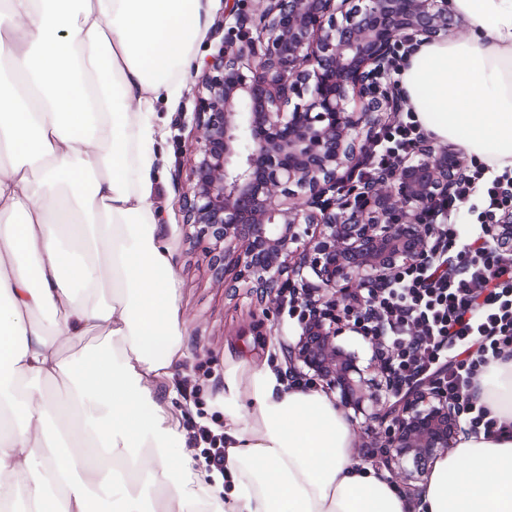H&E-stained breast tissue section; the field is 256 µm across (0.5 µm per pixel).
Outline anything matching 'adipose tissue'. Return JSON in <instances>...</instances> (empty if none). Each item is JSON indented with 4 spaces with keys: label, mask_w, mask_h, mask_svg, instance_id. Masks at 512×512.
Instances as JSON below:
<instances>
[{
    "label": "adipose tissue",
    "mask_w": 512,
    "mask_h": 512,
    "mask_svg": "<svg viewBox=\"0 0 512 512\" xmlns=\"http://www.w3.org/2000/svg\"><path fill=\"white\" fill-rule=\"evenodd\" d=\"M450 4L471 37L420 43L402 93L433 137L512 168V0ZM203 10L0 0V68L26 82L0 80V512L21 495L29 512H405L353 460L344 413L267 368L224 373L226 499L185 450L161 389L185 352L150 107L176 92ZM88 335L100 346L77 350ZM475 394L509 429L437 460L423 512H512V359Z\"/></svg>",
    "instance_id": "adipose-tissue-1"
}]
</instances>
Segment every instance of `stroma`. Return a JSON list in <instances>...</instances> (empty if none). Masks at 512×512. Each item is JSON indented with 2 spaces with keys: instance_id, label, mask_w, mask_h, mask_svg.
<instances>
[{
  "instance_id": "35a3bbf8",
  "label": "stroma",
  "mask_w": 512,
  "mask_h": 512,
  "mask_svg": "<svg viewBox=\"0 0 512 512\" xmlns=\"http://www.w3.org/2000/svg\"><path fill=\"white\" fill-rule=\"evenodd\" d=\"M225 6V0H208L203 34L193 48L194 61L178 93L153 105L157 175L152 202L160 213L162 235L171 246L186 353L175 367L170 384L180 395L176 416L186 433L187 449L198 457L204 449L200 428L224 426L219 399L224 394L225 370L244 359L252 366L287 374L282 345L294 340L299 332L298 320L289 317L286 309L262 312L248 288L225 287L202 246L195 243L194 227L184 223L183 197L190 186L196 91L206 58L216 54L228 33L236 29V17L227 14Z\"/></svg>"
}]
</instances>
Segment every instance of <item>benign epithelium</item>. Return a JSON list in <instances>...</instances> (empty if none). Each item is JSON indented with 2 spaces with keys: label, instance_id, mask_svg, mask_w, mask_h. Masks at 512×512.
<instances>
[{
  "label": "benign epithelium",
  "instance_id": "benign-epithelium-1",
  "mask_svg": "<svg viewBox=\"0 0 512 512\" xmlns=\"http://www.w3.org/2000/svg\"><path fill=\"white\" fill-rule=\"evenodd\" d=\"M263 37H228L206 61L194 112L186 223L225 278L228 266L258 305L286 294L304 308L285 347L291 372L338 394L340 406L382 426L385 462L429 461L463 431L456 403L433 388L404 391L379 336L373 364L336 343L364 333L373 298L402 266L432 254V198L466 171L457 151L420 145L422 159L374 180L353 179L367 143L400 109L385 83L397 37L463 30L448 0H260ZM342 14L344 22L336 20ZM485 235L512 246V210Z\"/></svg>",
  "mask_w": 512,
  "mask_h": 512
}]
</instances>
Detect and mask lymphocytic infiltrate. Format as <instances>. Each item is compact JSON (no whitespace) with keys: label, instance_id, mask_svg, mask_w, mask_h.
Returning <instances> with one entry per match:
<instances>
[{"label":"lymphocytic infiltrate","instance_id":"1","mask_svg":"<svg viewBox=\"0 0 512 512\" xmlns=\"http://www.w3.org/2000/svg\"><path fill=\"white\" fill-rule=\"evenodd\" d=\"M424 138L413 112H396L375 134L357 180L400 166ZM468 201L480 231L464 239L455 225L438 224L430 260L401 269L389 288L374 292L372 326L384 331L401 386L440 385L461 402L468 434L491 436L503 426L474 391L489 362L512 357V249L489 244L482 226L512 208V168L477 167L431 207L445 216Z\"/></svg>","mask_w":512,"mask_h":512}]
</instances>
